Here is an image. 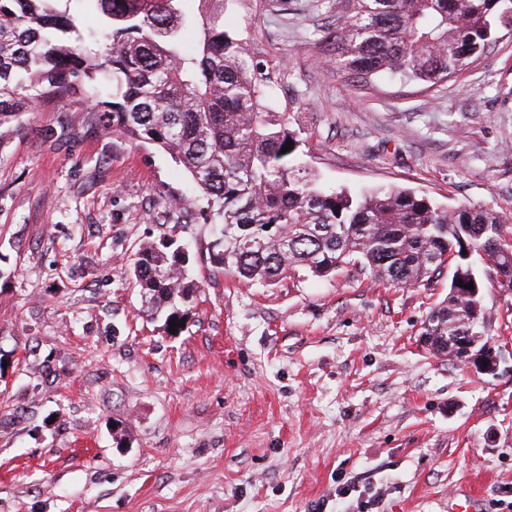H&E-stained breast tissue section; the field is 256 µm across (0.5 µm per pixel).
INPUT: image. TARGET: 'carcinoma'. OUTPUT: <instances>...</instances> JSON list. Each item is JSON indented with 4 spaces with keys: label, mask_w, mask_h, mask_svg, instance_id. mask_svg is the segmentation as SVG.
<instances>
[{
    "label": "carcinoma",
    "mask_w": 512,
    "mask_h": 512,
    "mask_svg": "<svg viewBox=\"0 0 512 512\" xmlns=\"http://www.w3.org/2000/svg\"><path fill=\"white\" fill-rule=\"evenodd\" d=\"M182 0H0V123L38 103L82 91L112 97L106 128L170 155L219 225L212 264L245 282L269 284L294 268L324 277L348 264L410 286L451 265L448 298L422 328L437 355L473 329V256L491 238L486 269L512 276V217L490 208L440 207L408 189L362 194L323 190L298 160L301 138L286 113L272 112L268 68L224 30V0H200L203 38L193 50L184 32L194 20ZM512 33V0H336L329 32L341 70L370 90L397 76L426 88L447 83ZM32 94L18 98V91ZM293 149L284 153L287 141ZM189 257L172 244L143 243L132 274L164 322L188 315L200 285Z\"/></svg>",
    "instance_id": "cac0c4a2"
}]
</instances>
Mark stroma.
I'll return each mask as SVG.
<instances>
[{
  "mask_svg": "<svg viewBox=\"0 0 512 512\" xmlns=\"http://www.w3.org/2000/svg\"><path fill=\"white\" fill-rule=\"evenodd\" d=\"M336 0H226L328 188L512 214V34L447 84L362 93L323 36ZM80 95L0 126V512H512V288L488 283L495 373L421 342L449 270L214 272L191 181ZM172 241L202 281L173 336L129 275Z\"/></svg>",
  "mask_w": 512,
  "mask_h": 512,
  "instance_id": "obj_1",
  "label": "stroma"
}]
</instances>
